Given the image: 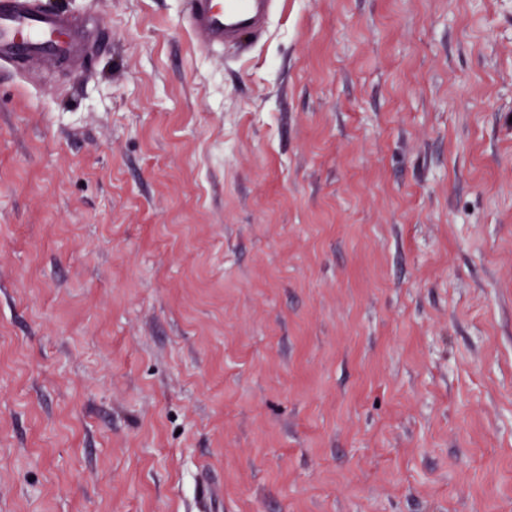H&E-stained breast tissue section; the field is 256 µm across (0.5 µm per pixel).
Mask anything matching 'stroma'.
Wrapping results in <instances>:
<instances>
[{
    "instance_id": "obj_1",
    "label": "stroma",
    "mask_w": 512,
    "mask_h": 512,
    "mask_svg": "<svg viewBox=\"0 0 512 512\" xmlns=\"http://www.w3.org/2000/svg\"><path fill=\"white\" fill-rule=\"evenodd\" d=\"M0 68V512H512V0H43ZM37 1L0 0V64L24 69L31 62L65 58L79 60L85 69L91 53L72 34L71 18ZM185 26L200 39L204 51L246 36L263 35L277 13L278 0H188Z\"/></svg>"
}]
</instances>
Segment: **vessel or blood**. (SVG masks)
<instances>
[{
    "label": "vessel or blood",
    "mask_w": 512,
    "mask_h": 512,
    "mask_svg": "<svg viewBox=\"0 0 512 512\" xmlns=\"http://www.w3.org/2000/svg\"><path fill=\"white\" fill-rule=\"evenodd\" d=\"M278 5L279 0H187L184 23L203 50L213 51L263 35ZM56 58L89 63L71 34L70 17L43 9L37 0H0V64L18 69Z\"/></svg>",
    "instance_id": "b4317fda"
}]
</instances>
